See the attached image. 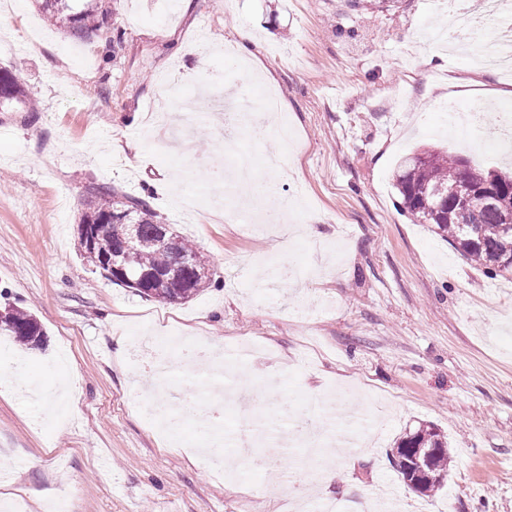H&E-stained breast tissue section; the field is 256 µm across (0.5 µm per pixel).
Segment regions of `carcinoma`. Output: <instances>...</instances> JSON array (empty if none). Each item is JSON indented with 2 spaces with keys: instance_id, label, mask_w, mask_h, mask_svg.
<instances>
[{
  "instance_id": "carcinoma-1",
  "label": "carcinoma",
  "mask_w": 512,
  "mask_h": 512,
  "mask_svg": "<svg viewBox=\"0 0 512 512\" xmlns=\"http://www.w3.org/2000/svg\"><path fill=\"white\" fill-rule=\"evenodd\" d=\"M46 18L79 38L102 33L109 25L111 9L102 0H39ZM28 99L17 76L0 69V105ZM490 184L496 194L489 205L472 208L458 204L460 198L471 196L477 186ZM395 188L404 210L418 221L435 226L437 233L461 254L479 265L490 276L512 272V225L503 223V216L512 215V174L483 171L459 155L426 151L402 157L395 173ZM128 214L136 224L133 247L113 254L116 265L125 271V278L105 276L109 282L131 288L140 296L164 303H179L209 288L213 284L210 260L188 240L177 236L174 246L159 239L158 216L141 197L120 195L104 186L89 189L83 224L103 225L96 250L112 254V243L125 234L120 215ZM177 272L171 281L142 282L147 274ZM12 327L3 332L30 350H40L45 343L42 325L26 310L12 307ZM414 458L422 462L425 471L412 491L428 495L442 486L448 476L452 456L448 439L431 426L404 435L392 448L390 459Z\"/></svg>"
}]
</instances>
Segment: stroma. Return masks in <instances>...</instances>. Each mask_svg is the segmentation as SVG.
I'll use <instances>...</instances> for the list:
<instances>
[{
	"label": "stroma",
	"instance_id": "stroma-1",
	"mask_svg": "<svg viewBox=\"0 0 512 512\" xmlns=\"http://www.w3.org/2000/svg\"><path fill=\"white\" fill-rule=\"evenodd\" d=\"M115 42L79 39L48 22L37 0L0 15V68L36 102L0 106V309L18 306L44 326L43 349L0 346V365L20 366L48 390L66 385L68 419L31 406L0 382V504L27 491L26 512L66 490L69 512H290L289 486L264 472L216 474L199 455L213 421L197 414L164 433L144 405L208 384L179 366L178 385L134 358L131 339L165 330L202 331L229 349L252 344L247 398L225 394L224 429L242 415L266 420L301 412L329 388L350 392L365 412L392 401L364 453L320 498L360 512L390 487L405 512H512V274L491 277L433 227L402 211L399 159L435 147L498 171L500 148L451 141L443 105L487 100L512 107V79L473 57L417 39L443 26L438 0H104ZM250 57L236 53L240 29ZM205 43L199 51L197 43ZM258 66V80L244 81ZM259 104L274 89L280 109L268 136L224 138L217 117L198 121L184 149L171 130L146 126L163 84L190 94L216 75ZM287 125L299 146L278 178L317 234L298 241L242 232L216 211L198 178L209 163L245 152L262 159ZM104 184L147 199L162 223L207 256L216 286L165 304L111 284L77 249L88 188ZM421 425L448 438L453 463L439 491L412 492L392 468L397 438ZM230 457H272L282 469L302 449L237 440ZM38 458L28 466L29 458Z\"/></svg>",
	"mask_w": 512,
	"mask_h": 512
}]
</instances>
